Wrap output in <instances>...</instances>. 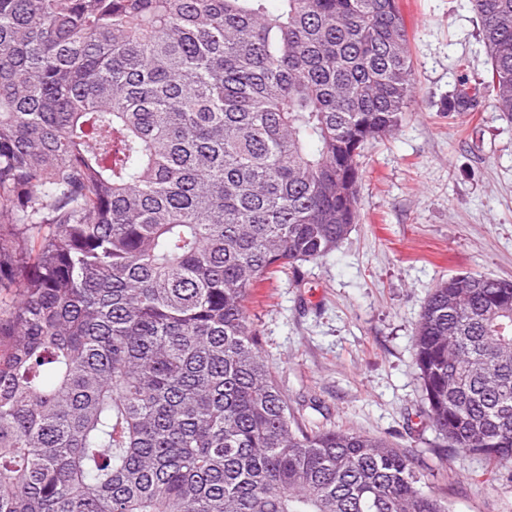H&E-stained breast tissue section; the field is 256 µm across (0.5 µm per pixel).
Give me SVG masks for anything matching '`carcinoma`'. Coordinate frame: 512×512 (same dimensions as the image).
I'll list each match as a JSON object with an SVG mask.
<instances>
[{
  "label": "carcinoma",
  "mask_w": 512,
  "mask_h": 512,
  "mask_svg": "<svg viewBox=\"0 0 512 512\" xmlns=\"http://www.w3.org/2000/svg\"><path fill=\"white\" fill-rule=\"evenodd\" d=\"M0 0V512H449L382 437L292 413L248 314L358 222L399 126L398 0ZM512 120V0H470ZM442 439L512 459V281L433 288Z\"/></svg>",
  "instance_id": "obj_1"
}]
</instances>
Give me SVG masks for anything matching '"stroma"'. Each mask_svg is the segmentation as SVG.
Segmentation results:
<instances>
[{
	"label": "stroma",
	"mask_w": 512,
	"mask_h": 512,
	"mask_svg": "<svg viewBox=\"0 0 512 512\" xmlns=\"http://www.w3.org/2000/svg\"><path fill=\"white\" fill-rule=\"evenodd\" d=\"M412 106L360 158L359 221L328 256L248 304L294 413L382 436L449 512H512V461L448 447L426 414L413 341L432 288L459 272L512 280V122L481 92L490 58L469 0H399ZM471 112H450L460 92Z\"/></svg>",
	"instance_id": "35a3bbf8"
}]
</instances>
